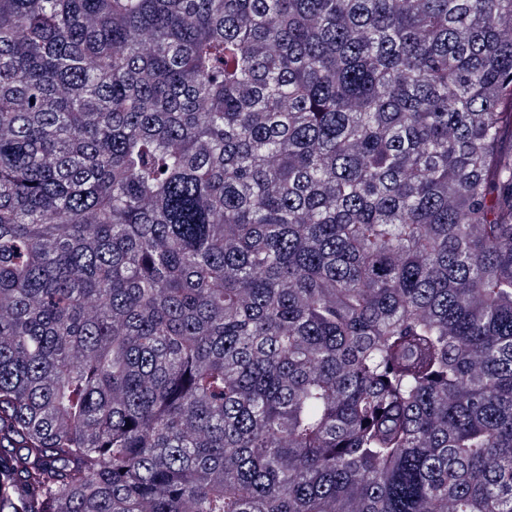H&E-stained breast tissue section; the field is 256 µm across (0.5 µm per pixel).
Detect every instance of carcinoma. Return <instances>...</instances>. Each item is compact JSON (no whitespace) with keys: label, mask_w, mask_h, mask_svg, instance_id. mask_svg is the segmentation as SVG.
Returning a JSON list of instances; mask_svg holds the SVG:
<instances>
[{"label":"carcinoma","mask_w":512,"mask_h":512,"mask_svg":"<svg viewBox=\"0 0 512 512\" xmlns=\"http://www.w3.org/2000/svg\"><path fill=\"white\" fill-rule=\"evenodd\" d=\"M0 512H512V0H0Z\"/></svg>","instance_id":"obj_1"}]
</instances>
